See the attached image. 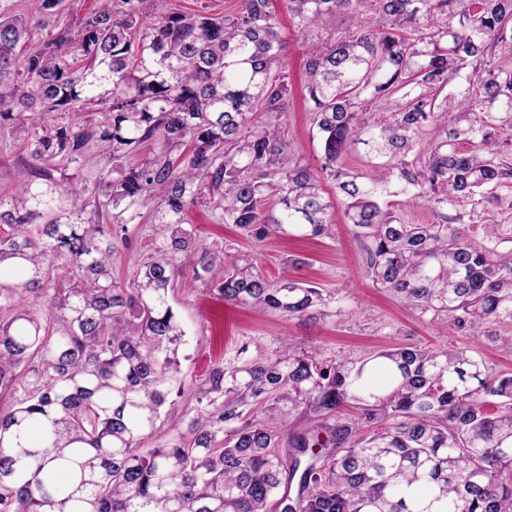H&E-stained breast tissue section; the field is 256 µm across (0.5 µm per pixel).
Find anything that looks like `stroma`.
Returning a JSON list of instances; mask_svg holds the SVG:
<instances>
[{
	"mask_svg": "<svg viewBox=\"0 0 512 512\" xmlns=\"http://www.w3.org/2000/svg\"><path fill=\"white\" fill-rule=\"evenodd\" d=\"M284 42L283 59L288 70L291 92L283 112L257 113L258 124L279 127L290 146L287 161L309 168L319 165L320 146L313 127L314 114L303 98L306 50L320 46L321 33L301 35L282 0H273ZM32 149L9 130L0 129V196L17 194L24 179H37L41 165ZM112 175V157L97 140H89L75 158L60 155L50 169V180L62 186L47 211L46 220L68 212V189L81 190L86 207L85 222L118 224L128 227V238L116 241L113 275L121 284L136 278L144 264L154 256L160 236L149 207L136 206L128 212L112 209L97 213L93 205L101 178ZM200 241L220 245L233 252L253 257L264 276L271 280L284 272L308 282L335 297L337 308L310 320L293 319L281 314H258L245 307L225 303L212 287L191 283L185 265H177L169 300L185 331L176 363L182 394L173 405L165 406L156 432L145 440L148 448L163 445L185 433V412L197 405L198 389L218 362H234L239 356L266 357L282 343L292 342L305 353L317 354L320 361L346 358L368 360L380 351L401 345L429 349L477 352L496 372H512V325L488 323L481 332L470 330L442 334L447 317L420 314L409 310L393 293L376 288L365 275L360 246L344 214H337L330 236L306 239L288 234L254 242L235 225L225 223L223 213L214 204L189 207L185 212ZM296 266H289V259Z\"/></svg>",
	"mask_w": 512,
	"mask_h": 512,
	"instance_id": "1",
	"label": "stroma"
}]
</instances>
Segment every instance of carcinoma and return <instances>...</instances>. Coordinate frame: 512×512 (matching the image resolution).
Listing matches in <instances>:
<instances>
[{"label":"carcinoma","instance_id":"carcinoma-1","mask_svg":"<svg viewBox=\"0 0 512 512\" xmlns=\"http://www.w3.org/2000/svg\"><path fill=\"white\" fill-rule=\"evenodd\" d=\"M284 2L301 33L331 28L339 14L357 18L367 2L377 14L307 60L322 146L315 171L282 165L287 144L254 120L288 99L272 0H242L228 20L156 18L151 0H101L76 36L62 29L21 61L16 50L39 21L0 18V128L23 135L46 167L98 136L119 174L101 180L100 206L154 203L161 235L124 287L112 278V229L42 223L54 186L25 180L19 203L0 198L9 226L0 266L12 274L0 280V309L12 312L0 323V397L11 398L0 407V512H512V374L490 372L469 350L402 346L370 363L323 366L288 345L217 365L187 434L141 447L179 385L174 260L224 302L259 313L309 319L335 302L198 246L184 212L204 189L224 223L257 243L328 236L339 203L377 286L422 314L446 313L458 330L512 324V224L444 213L477 195L474 206L494 207L492 189L512 180L496 151L512 128V66L492 61L512 55V0H479L477 10L473 0ZM469 60L467 92L441 96ZM400 91L392 120L365 118ZM77 104L102 107L107 121L88 131L22 118ZM428 126L439 137L427 159L407 160ZM148 141L155 157L124 169L128 151ZM359 145L391 167L367 180L338 167ZM389 185L428 202L441 223H401L380 203ZM350 403L390 425L356 437L340 421ZM299 409L319 425L291 436L287 419ZM284 442L293 453L279 452ZM330 446L340 454L321 460Z\"/></svg>","mask_w":512,"mask_h":512}]
</instances>
